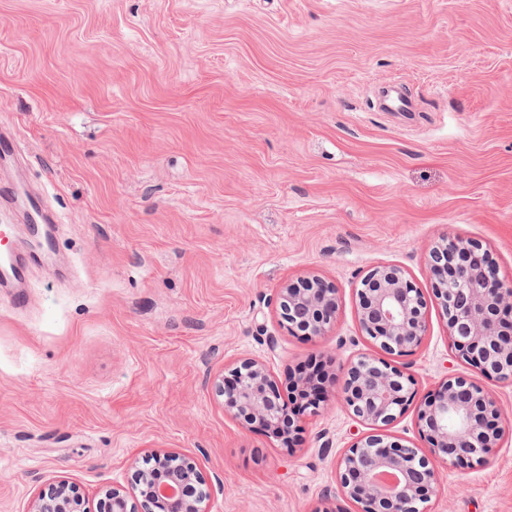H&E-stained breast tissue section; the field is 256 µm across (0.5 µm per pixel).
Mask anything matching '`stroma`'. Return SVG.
Here are the masks:
<instances>
[{"instance_id":"obj_1","label":"stroma","mask_w":512,"mask_h":512,"mask_svg":"<svg viewBox=\"0 0 512 512\" xmlns=\"http://www.w3.org/2000/svg\"><path fill=\"white\" fill-rule=\"evenodd\" d=\"M416 109L381 112L380 87ZM0 224L26 256L29 195L53 226L27 302L0 288V512L57 480L97 504L153 453L196 463L209 512H361L336 461L369 428L330 400L294 452L224 410L243 359L280 383L382 357L356 290L400 267L427 302L390 362L417 399L450 376L512 413V378L460 361L428 250L479 242L512 284V0H0ZM315 274L330 335L282 327L275 292ZM441 468L429 512H512V423Z\"/></svg>"}]
</instances>
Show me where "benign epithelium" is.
Listing matches in <instances>:
<instances>
[{"instance_id": "benign-epithelium-1", "label": "benign epithelium", "mask_w": 512, "mask_h": 512, "mask_svg": "<svg viewBox=\"0 0 512 512\" xmlns=\"http://www.w3.org/2000/svg\"><path fill=\"white\" fill-rule=\"evenodd\" d=\"M429 267L459 357L486 375L512 377V285L504 286L492 259L473 241L442 239L429 249ZM356 296L362 335L386 354L403 356L422 344L427 303L400 268L372 269ZM337 310L336 286L317 275L287 281L277 291L280 320L304 336L328 335ZM219 392L225 411L264 430L279 447L293 446L297 414L262 363L242 360ZM414 392V380L403 370L384 359L362 356L348 365L337 398L361 423L383 428L405 411ZM326 397L322 386L310 389L301 410L319 413ZM501 414L498 402L478 386L450 377L418 408L428 450L383 433L361 436L337 460V482L364 512H426V504L441 492L439 465L457 468L488 460L501 438L496 424ZM198 482L194 463L175 452L159 455L150 470L136 474L143 509L131 493L112 487L104 493L103 512H209L206 495L184 494L186 486ZM54 491L52 499L38 492L30 512H89L69 494L66 480L57 481Z\"/></svg>"}]
</instances>
